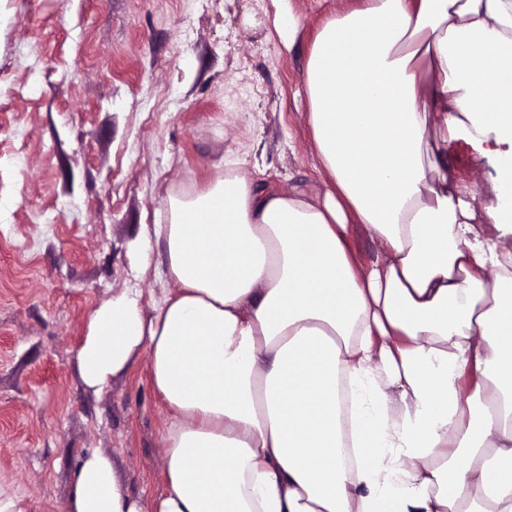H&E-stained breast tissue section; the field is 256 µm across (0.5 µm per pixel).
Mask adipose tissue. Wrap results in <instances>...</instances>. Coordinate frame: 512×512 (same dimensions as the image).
<instances>
[{"instance_id": "obj_1", "label": "adipose tissue", "mask_w": 512, "mask_h": 512, "mask_svg": "<svg viewBox=\"0 0 512 512\" xmlns=\"http://www.w3.org/2000/svg\"><path fill=\"white\" fill-rule=\"evenodd\" d=\"M303 82L322 195L236 177L174 200L133 260L164 244L177 292L95 309L81 380L147 355L153 512H512V0H362ZM459 139L496 160L492 197L450 170ZM144 510L81 457L67 512ZM352 247L357 253L359 259L363 262H369L376 258H382L384 252L381 245L373 240L368 232L360 226L354 229L352 235Z\"/></svg>"}]
</instances>
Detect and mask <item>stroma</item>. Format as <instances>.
Returning a JSON list of instances; mask_svg holds the SVG:
<instances>
[{
	"mask_svg": "<svg viewBox=\"0 0 512 512\" xmlns=\"http://www.w3.org/2000/svg\"><path fill=\"white\" fill-rule=\"evenodd\" d=\"M357 5L0 0V487L24 512H66L90 451L129 494L160 493L168 413L146 359L102 391L82 383L89 316L176 290L164 249L145 269L128 251L172 199L229 171L322 190L302 76L323 20ZM448 164L490 195L491 159L457 140Z\"/></svg>",
	"mask_w": 512,
	"mask_h": 512,
	"instance_id": "stroma-1",
	"label": "stroma"
}]
</instances>
